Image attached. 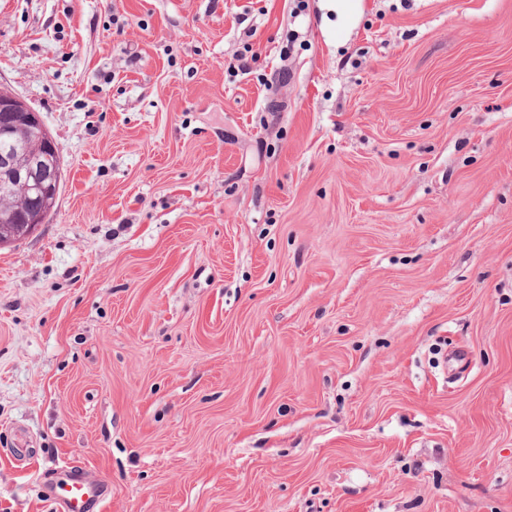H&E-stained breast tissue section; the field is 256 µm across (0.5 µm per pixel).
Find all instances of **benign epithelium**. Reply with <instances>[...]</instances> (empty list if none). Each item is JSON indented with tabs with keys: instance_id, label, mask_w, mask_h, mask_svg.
I'll list each match as a JSON object with an SVG mask.
<instances>
[{
	"instance_id": "obj_1",
	"label": "benign epithelium",
	"mask_w": 512,
	"mask_h": 512,
	"mask_svg": "<svg viewBox=\"0 0 512 512\" xmlns=\"http://www.w3.org/2000/svg\"><path fill=\"white\" fill-rule=\"evenodd\" d=\"M0 112H12L42 139L44 150L54 154L55 160L45 165L34 158L26 165H18L11 158L3 157L0 163V185L5 189L21 186L41 206L33 209L25 217L29 224L45 223L49 212L48 197L59 185L62 171L58 146L49 132L43 127L40 117L23 100L0 89Z\"/></svg>"
}]
</instances>
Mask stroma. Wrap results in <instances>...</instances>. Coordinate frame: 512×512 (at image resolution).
<instances>
[{"mask_svg":"<svg viewBox=\"0 0 512 512\" xmlns=\"http://www.w3.org/2000/svg\"><path fill=\"white\" fill-rule=\"evenodd\" d=\"M295 5L0 0V512H512V0ZM1 112L14 113L42 139L45 152L53 153L55 156L51 165L39 162L37 157L26 165H17L9 157H15L18 154L34 157L43 155L44 151L37 145L34 135L27 132L21 134L16 127L5 134L0 116V158L2 155L9 156H3L0 184L4 189L22 186L33 199L42 204L28 213L25 217L27 224H13L15 210L25 202V193L17 188L2 190L0 186V237L2 234H10L17 242L28 236L29 224H44L47 216L55 210L58 195L50 214L47 210L48 197L59 185L62 175L61 161L55 140L43 127L38 113L23 100L0 89V115ZM68 482L59 491H51L48 499L59 505L62 512H92L94 507L102 510L106 497V486L101 480H88L81 468L75 466Z\"/></svg>","mask_w":512,"mask_h":512,"instance_id":"stroma-1","label":"stroma"}]
</instances>
